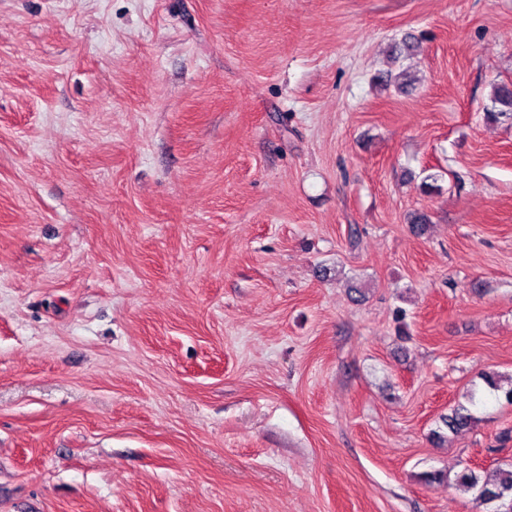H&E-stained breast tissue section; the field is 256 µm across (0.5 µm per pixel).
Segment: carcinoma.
<instances>
[{"label": "carcinoma", "instance_id": "carcinoma-1", "mask_svg": "<svg viewBox=\"0 0 512 512\" xmlns=\"http://www.w3.org/2000/svg\"><path fill=\"white\" fill-rule=\"evenodd\" d=\"M485 112L487 119L491 121L512 122L511 83L493 85L490 105L486 107ZM474 422L475 417L462 404L454 406L450 413L443 417V424L454 434L469 429ZM434 479H444L449 485L472 494L473 500L484 507L483 512H505L512 503V463L500 465L490 473L466 466L452 479L449 475L441 473L434 476Z\"/></svg>", "mask_w": 512, "mask_h": 512}]
</instances>
